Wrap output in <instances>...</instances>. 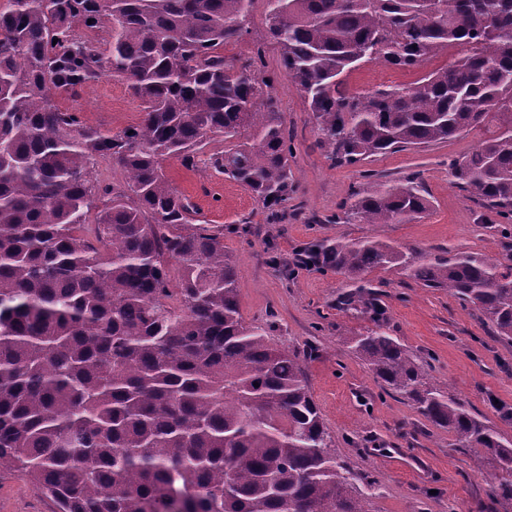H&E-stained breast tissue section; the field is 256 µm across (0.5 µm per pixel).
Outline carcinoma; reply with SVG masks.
<instances>
[{"instance_id": "carcinoma-1", "label": "carcinoma", "mask_w": 512, "mask_h": 512, "mask_svg": "<svg viewBox=\"0 0 512 512\" xmlns=\"http://www.w3.org/2000/svg\"><path fill=\"white\" fill-rule=\"evenodd\" d=\"M280 65L313 112L334 165L494 126L448 164L467 197L512 223V0H266ZM253 0H4L0 3V473L53 512H370L311 394L307 349L245 321L224 233L196 223L163 161L215 169L268 215L296 192L273 80L224 44ZM111 24L104 55L78 29ZM461 55L411 86L343 89L359 62L413 69ZM117 74L144 104L133 133L84 125L57 98ZM103 159L123 182L93 176ZM430 205L421 174L369 182L336 223L408 224ZM358 290L372 315L349 348L385 388L448 430L512 500V439L448 396L386 329L362 282L396 270L446 288L512 343V253L428 259L381 240L302 252ZM178 279H171V269Z\"/></svg>"}]
</instances>
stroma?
Listing matches in <instances>:
<instances>
[{
  "label": "stroma",
  "mask_w": 512,
  "mask_h": 512,
  "mask_svg": "<svg viewBox=\"0 0 512 512\" xmlns=\"http://www.w3.org/2000/svg\"><path fill=\"white\" fill-rule=\"evenodd\" d=\"M265 0H255L242 40L223 54L251 57L266 46L263 75L273 77L280 112L293 142L290 160L296 193L270 219L243 186L209 163L223 154L224 137L206 139L196 167L164 164L173 187L194 204L200 223L224 233V251L237 268L241 313L246 322H274L283 348L311 347L306 373L313 399L336 440L341 458L362 478L375 482L371 512H512V501L491 497L475 462L456 448L447 430L426 422L405 400L386 390L346 344L345 332L370 326L368 314L338 308L348 282L329 270L293 271L297 251L324 240L356 242L367 237L410 247L436 257L459 251L505 253L512 226L493 224L485 210L467 198L448 172L451 160L470 153L483 139L474 130L425 148L374 156L349 167H335L317 146V124L280 67L268 43ZM456 48L422 67L404 70L379 60L359 63L344 78L350 91L410 85L456 55ZM62 107L86 125L117 135L137 125L142 106L124 78L104 75ZM422 173L430 207L411 224H334L340 203L365 174L403 179ZM279 258L266 262L267 254ZM371 292L385 310L392 336L422 362L449 395L468 403L503 437L512 439V344L499 341L470 307L443 288H420L393 271L369 277ZM0 512H52V505L22 478L0 476Z\"/></svg>",
  "instance_id": "1"
}]
</instances>
